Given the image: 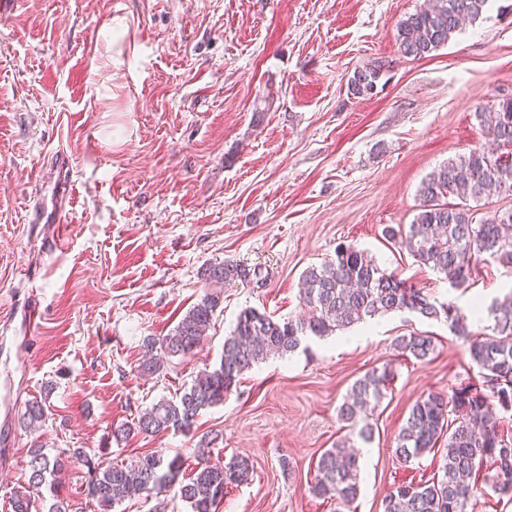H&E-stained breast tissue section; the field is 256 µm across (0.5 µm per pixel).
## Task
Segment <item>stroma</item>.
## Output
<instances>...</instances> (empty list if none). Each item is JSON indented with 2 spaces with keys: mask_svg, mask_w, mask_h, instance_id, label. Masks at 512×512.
Segmentation results:
<instances>
[{
  "mask_svg": "<svg viewBox=\"0 0 512 512\" xmlns=\"http://www.w3.org/2000/svg\"><path fill=\"white\" fill-rule=\"evenodd\" d=\"M423 3L15 0L0 16V512H11L35 446L118 463L159 451L191 465L199 437H211L212 461L253 465L217 512H382L395 484L438 472L442 448L405 466L395 438L417 399L478 372L446 322L408 313L263 361L193 435L113 437L219 363L242 310L295 318L303 271L338 245L462 309L512 290V269L493 261L469 288H451L383 234L411 224L432 170L483 143L479 107L512 96V0H491L430 57H403L396 25ZM377 63L375 93L351 95L353 72ZM60 150L73 177L58 251L28 203L51 195L47 161ZM225 261L259 268L263 286L225 289L204 345L140 376L146 337L176 326L205 294L204 270ZM34 302L45 318L31 331L22 313ZM412 333L433 337L430 360L397 350ZM385 366L394 379L357 497L311 494L320 455L346 433L338 406ZM43 396L48 420L24 429V405Z\"/></svg>",
  "mask_w": 512,
  "mask_h": 512,
  "instance_id": "35a3bbf8",
  "label": "stroma"
}]
</instances>
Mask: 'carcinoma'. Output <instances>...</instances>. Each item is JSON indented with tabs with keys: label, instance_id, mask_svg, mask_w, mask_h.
<instances>
[{
	"label": "carcinoma",
	"instance_id": "1",
	"mask_svg": "<svg viewBox=\"0 0 512 512\" xmlns=\"http://www.w3.org/2000/svg\"><path fill=\"white\" fill-rule=\"evenodd\" d=\"M489 0H432L396 25L400 53L424 58L446 46L466 25L483 14ZM383 73L376 64L353 73L348 89L356 97L374 94ZM481 132L493 148L475 147L456 160L433 170L422 181L419 212L404 232L387 228L388 239L406 247L414 260L444 275L453 288L469 286L473 272L484 256L512 267V210L487 211L469 201L481 202L491 192L512 195V99L478 113ZM454 202H449V199ZM259 273L245 265L226 262L210 266L204 277L217 290L205 294L179 323L163 337L146 338L151 355L138 364L147 376L161 373L164 362L197 350L207 338L222 303L221 289L238 282L249 283ZM300 298L307 316L281 321L255 308L242 310L230 335L224 338L219 364L198 372L190 386L174 399L162 398L139 413L136 422L114 430L117 438L132 431L156 436L170 430L193 431L201 411L224 403L238 379L271 356L293 353L301 337L318 338L349 328L367 319L396 312H409L427 320L445 319L449 330L468 344L470 365L478 369L481 382H464L448 396L429 394L410 408L393 450L405 463L422 456L448 437L442 476L419 484H399L383 499V512H471L473 502L491 489L499 498L512 501V290L487 306L474 302L463 312L452 302L430 300L422 289L382 270L363 250L345 245L320 266L307 268L301 280ZM487 313L488 325L476 334L468 314ZM397 349L418 361L435 351L433 337L413 333L397 340ZM394 373L372 369L358 378L337 409L339 421L357 432L364 442L373 439L367 422L386 397ZM49 405L32 399L25 405L21 424L35 430L48 418ZM215 438L200 439L195 448L196 466L184 475L185 460L148 452L121 464L67 448L51 455L37 446L27 451V486L13 492L11 512H32L33 492L49 487L56 501L52 512H73L74 505L57 496L61 476L77 463L86 469L85 497L101 506L113 507L135 493L175 495L192 512H216L224 490L246 482L252 464L245 457L228 463L209 461ZM483 477H477L482 469ZM360 457L351 435H343L322 453L309 492L324 498L349 502L359 490Z\"/></svg>",
	"mask_w": 512,
	"mask_h": 512
}]
</instances>
